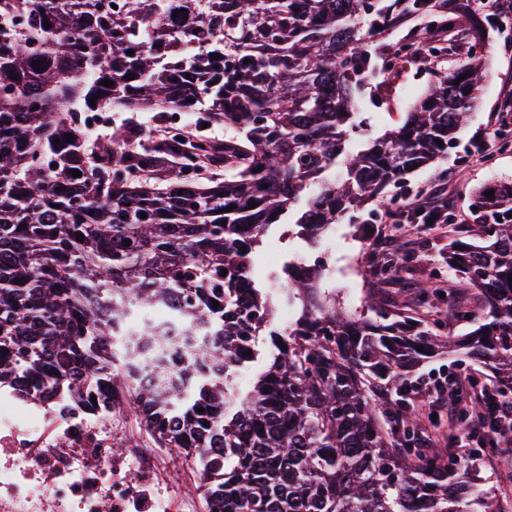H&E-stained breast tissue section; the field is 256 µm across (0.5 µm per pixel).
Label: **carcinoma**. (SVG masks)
Listing matches in <instances>:
<instances>
[{
    "label": "carcinoma",
    "mask_w": 512,
    "mask_h": 512,
    "mask_svg": "<svg viewBox=\"0 0 512 512\" xmlns=\"http://www.w3.org/2000/svg\"><path fill=\"white\" fill-rule=\"evenodd\" d=\"M0 8L27 18L19 31L0 28V381L44 393L88 384L93 409L128 392L160 446L192 452L205 478L220 475L208 512H501L497 493L512 472L475 487L466 461L452 469L421 441L432 415L408 394L418 360L458 352L491 373L459 421L497 427L488 403L512 393L511 181L492 197L474 193L477 220L463 230L471 241L448 249V268L485 298L467 337L452 345L374 296L367 311H344L314 270L288 276L286 300L299 313L287 350L277 346L247 392L229 386L262 331L256 312L273 305L245 279L268 226L304 199L294 224L314 237L409 169L447 155L480 92L483 30L498 24L468 3L442 12L435 0H0ZM404 16L450 34L465 18L474 44L456 67L434 73L399 128L346 154L357 93L373 84L379 98L385 83L376 79L447 50L408 37L373 55L372 37ZM171 103L241 134L199 154L224 152L231 175L202 185L174 168L160 189L128 180L157 164L152 155L113 143L89 153L81 112ZM340 156V178H327ZM401 262L386 253L376 271ZM179 290L193 333L180 375L162 371L155 386L136 390L127 370L154 363L156 333L144 323L127 330L131 317ZM439 298L440 289L415 286L417 305Z\"/></svg>",
    "instance_id": "obj_1"
}]
</instances>
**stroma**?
<instances>
[{"label":"stroma","instance_id":"1","mask_svg":"<svg viewBox=\"0 0 512 512\" xmlns=\"http://www.w3.org/2000/svg\"><path fill=\"white\" fill-rule=\"evenodd\" d=\"M469 43L458 37L447 56L429 58L427 61L405 67L393 78L387 91L386 102L381 106L364 103L359 109V132L348 142L349 151L363 149L365 143L384 131L400 126L407 112L427 89L433 71L445 70L465 58ZM487 57L486 79L479 92L477 103L470 112L466 127L457 136V142L448 152L447 159L416 169L408 175L400 197H416L427 207L449 201L454 215L461 216L470 210L471 196L479 187L503 180L512 181V154L487 159L477 154V142L488 132H496L502 123L512 122V110L503 105L504 98L512 93V34H493L484 46ZM167 115L163 112H116L112 126L104 130L102 139H109L113 131H123L126 138L136 139L145 135L160 137ZM339 233L345 237L363 235L370 241H387L388 251L397 252L410 259L407 270L379 278L373 266H366L364 276L353 279L344 274L326 277L322 286L337 297L363 303L367 295L385 298L391 312H408L414 301L413 284L431 281L441 289H453L463 306L479 311L484 298L478 289L465 285L462 279L449 270L446 262L448 245L455 240V233L447 225L435 229H418L417 233L397 238L365 226L364 211L348 213L338 222ZM302 239L288 235L285 225H272L265 244V253L256 260L255 282L257 287L271 288L283 276L288 262L298 257Z\"/></svg>","mask_w":512,"mask_h":512}]
</instances>
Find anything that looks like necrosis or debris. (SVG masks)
I'll return each instance as SVG.
<instances>
[{
	"instance_id": "4bbe7bcc",
	"label": "necrosis or debris",
	"mask_w": 512,
	"mask_h": 512,
	"mask_svg": "<svg viewBox=\"0 0 512 512\" xmlns=\"http://www.w3.org/2000/svg\"><path fill=\"white\" fill-rule=\"evenodd\" d=\"M335 225L290 264L292 271L335 268ZM161 336L160 355L179 363L187 329L172 307L143 316ZM77 391L53 395L0 383V512H204L191 453L172 467L166 448L117 453L128 416L124 396L90 411Z\"/></svg>"
}]
</instances>
